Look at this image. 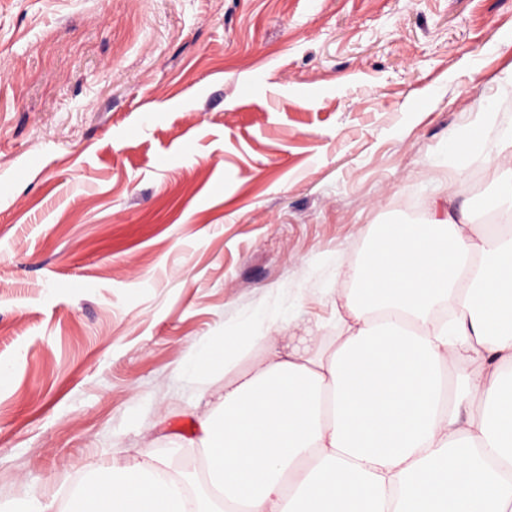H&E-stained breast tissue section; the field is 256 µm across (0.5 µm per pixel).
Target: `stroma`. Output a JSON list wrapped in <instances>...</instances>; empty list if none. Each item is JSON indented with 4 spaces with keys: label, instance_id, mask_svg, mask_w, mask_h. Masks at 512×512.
Here are the masks:
<instances>
[{
    "label": "stroma",
    "instance_id": "35a3bbf8",
    "mask_svg": "<svg viewBox=\"0 0 512 512\" xmlns=\"http://www.w3.org/2000/svg\"><path fill=\"white\" fill-rule=\"evenodd\" d=\"M510 67L512 0H0V502L199 479L195 346L332 324L374 225L490 223L500 170L439 163Z\"/></svg>",
    "mask_w": 512,
    "mask_h": 512
}]
</instances>
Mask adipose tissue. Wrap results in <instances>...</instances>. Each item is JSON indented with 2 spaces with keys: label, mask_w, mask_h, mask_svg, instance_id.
I'll return each instance as SVG.
<instances>
[{
  "label": "adipose tissue",
  "mask_w": 512,
  "mask_h": 512,
  "mask_svg": "<svg viewBox=\"0 0 512 512\" xmlns=\"http://www.w3.org/2000/svg\"><path fill=\"white\" fill-rule=\"evenodd\" d=\"M488 206L505 223L376 226L331 341L280 349L267 315L206 343L201 489L132 457L66 512H512V178Z\"/></svg>",
  "instance_id": "obj_1"
}]
</instances>
